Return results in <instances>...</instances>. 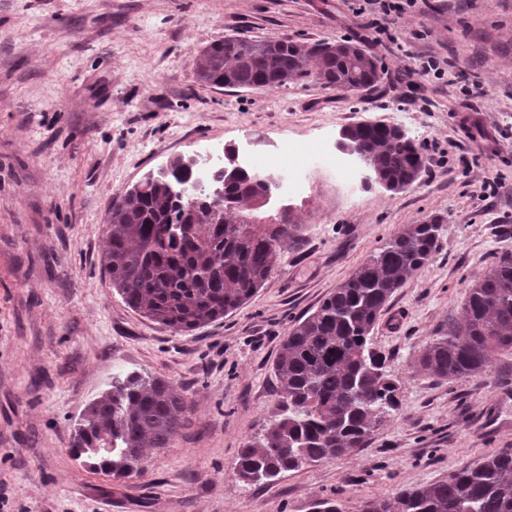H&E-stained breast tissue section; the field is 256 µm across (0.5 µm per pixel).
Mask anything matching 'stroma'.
Here are the masks:
<instances>
[{
    "label": "stroma",
    "mask_w": 512,
    "mask_h": 512,
    "mask_svg": "<svg viewBox=\"0 0 512 512\" xmlns=\"http://www.w3.org/2000/svg\"><path fill=\"white\" fill-rule=\"evenodd\" d=\"M351 0H0V512H310L317 498L360 512L370 499L432 483L512 448L506 359L437 381L421 348L459 316L472 281L512 254V0H414L388 33ZM236 35L348 41L375 57L377 90L312 80L274 89L198 83L194 52ZM447 60L446 78L390 87L393 72ZM480 81L467 99L459 75ZM382 121L427 167L392 193L353 175L316 178L288 198L300 226L256 295L224 319L177 332L131 309L104 265L116 192L170 157L244 141L284 162L288 141L334 145ZM443 217L440 248L389 300L372 347L401 380L399 408L365 448L238 480L239 448L277 410L280 341L403 225ZM171 380L186 398L169 447L144 474L89 472L71 452L75 421L116 374Z\"/></svg>",
    "instance_id": "1"
}]
</instances>
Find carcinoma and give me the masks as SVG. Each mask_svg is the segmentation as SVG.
<instances>
[{
    "mask_svg": "<svg viewBox=\"0 0 512 512\" xmlns=\"http://www.w3.org/2000/svg\"><path fill=\"white\" fill-rule=\"evenodd\" d=\"M197 81L224 89H273L312 79L329 88L367 90L381 79L376 59L337 44L226 36L191 58ZM349 134L379 177L400 192L423 172L420 147L372 121ZM193 171L179 165L112 197L103 261L126 304L149 320L192 332L247 303L265 284L282 245L299 225L287 209L274 225L244 224L267 180L236 165L224 172V197L189 194ZM442 219L406 224L299 320L284 337L273 369L281 404L274 420L239 449L235 474L269 481L367 445L390 411L400 381L370 347V334L392 295L439 249ZM512 354V255L500 257L468 287L462 316L433 337L414 361L435 380L485 371ZM185 407L181 389L158 376L128 374L85 409L71 451L115 478L146 470V449L166 448ZM361 512H512V448L448 472L433 483L364 502Z\"/></svg>",
    "mask_w": 512,
    "mask_h": 512,
    "instance_id": "obj_1",
    "label": "carcinoma"
}]
</instances>
